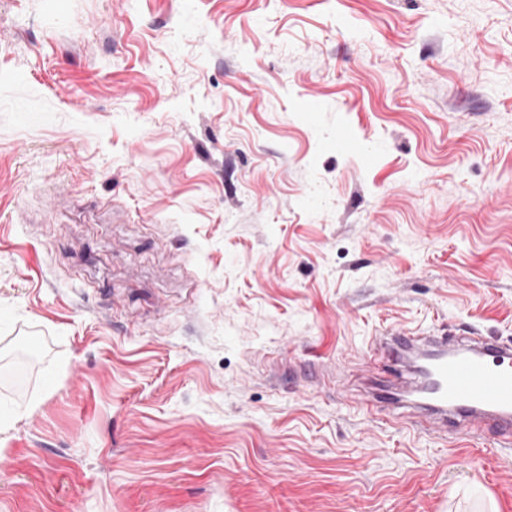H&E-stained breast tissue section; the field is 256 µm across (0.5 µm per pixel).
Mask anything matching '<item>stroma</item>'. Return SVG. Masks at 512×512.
I'll return each mask as SVG.
<instances>
[{
    "label": "stroma",
    "mask_w": 512,
    "mask_h": 512,
    "mask_svg": "<svg viewBox=\"0 0 512 512\" xmlns=\"http://www.w3.org/2000/svg\"><path fill=\"white\" fill-rule=\"evenodd\" d=\"M512 340V0H0V512H512L365 418L374 334Z\"/></svg>",
    "instance_id": "1"
}]
</instances>
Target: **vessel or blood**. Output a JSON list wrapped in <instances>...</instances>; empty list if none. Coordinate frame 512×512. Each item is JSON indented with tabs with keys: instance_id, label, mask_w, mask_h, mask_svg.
Masks as SVG:
<instances>
[{
	"instance_id": "obj_1",
	"label": "vessel or blood",
	"mask_w": 512,
	"mask_h": 512,
	"mask_svg": "<svg viewBox=\"0 0 512 512\" xmlns=\"http://www.w3.org/2000/svg\"><path fill=\"white\" fill-rule=\"evenodd\" d=\"M393 379L363 396L364 411L421 433L496 435L512 446V341L460 326L386 328L372 339Z\"/></svg>"
}]
</instances>
